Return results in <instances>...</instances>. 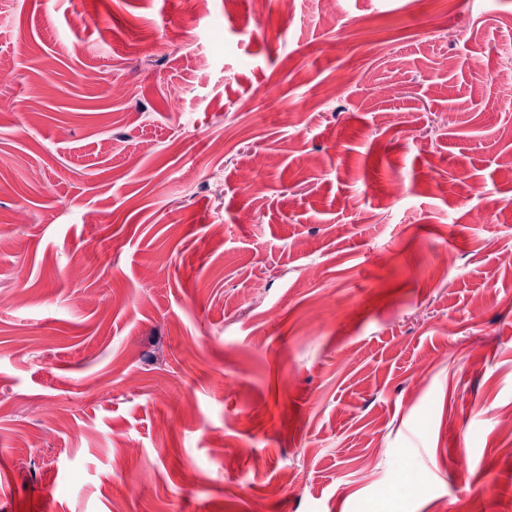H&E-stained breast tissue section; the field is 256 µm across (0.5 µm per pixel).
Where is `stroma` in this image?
I'll list each match as a JSON object with an SVG mask.
<instances>
[{"instance_id":"1","label":"stroma","mask_w":512,"mask_h":512,"mask_svg":"<svg viewBox=\"0 0 512 512\" xmlns=\"http://www.w3.org/2000/svg\"><path fill=\"white\" fill-rule=\"evenodd\" d=\"M0 59V512H512V0H0Z\"/></svg>"}]
</instances>
